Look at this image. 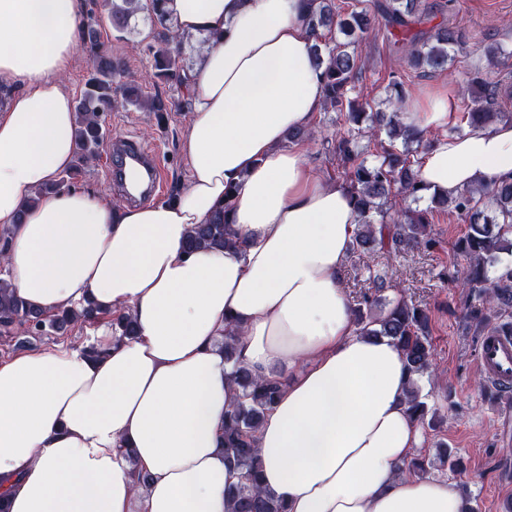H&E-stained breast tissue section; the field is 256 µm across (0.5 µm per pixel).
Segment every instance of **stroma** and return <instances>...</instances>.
<instances>
[{
	"mask_svg": "<svg viewBox=\"0 0 512 512\" xmlns=\"http://www.w3.org/2000/svg\"><path fill=\"white\" fill-rule=\"evenodd\" d=\"M430 2L436 7L433 23L455 26L467 36L464 49L457 53L448 70L419 75L392 50L385 36H373L362 55L358 90L364 96L382 100L389 92V76L396 72L404 76L410 94L419 96L428 89L445 91L454 97L455 108L460 111L465 107L461 87L475 69L488 70L490 81L512 85V65L491 70L482 55L487 44L512 43V0ZM83 10L100 15V40L106 50L122 59L131 73L142 76V99L160 98L168 106L160 116L138 106L121 105L106 115L105 127L108 135L131 136L158 148L164 182L158 200L170 202L185 188L189 177L184 141L191 111L180 104L185 92L146 78L153 69V58L144 47L154 41L146 12L133 16L128 32L120 34L105 20L106 10L98 0H83ZM312 127L315 139L301 142L299 148L315 169L332 175L335 160L326 147L334 141L341 125L335 113L320 111ZM466 231V224L457 216L439 214L431 226L436 240L433 249L379 262L375 271L384 282L380 291L383 306H390L396 296L402 295L426 308L430 316L434 370L423 375L420 386L427 395L432 422L422 428L417 455L429 461V476L452 481L477 512H512V393H498L479 371L477 347L481 332L464 318L467 307L476 299L448 281L449 273L467 264L456 248ZM396 281L401 283V290H393ZM89 338V329L76 323L48 336L0 335V360L62 343L80 344ZM445 454L453 461V468L441 466L439 458Z\"/></svg>",
	"mask_w": 512,
	"mask_h": 512,
	"instance_id": "35a3bbf8",
	"label": "stroma"
}]
</instances>
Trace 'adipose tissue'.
<instances>
[{"label": "adipose tissue", "mask_w": 512, "mask_h": 512, "mask_svg": "<svg viewBox=\"0 0 512 512\" xmlns=\"http://www.w3.org/2000/svg\"><path fill=\"white\" fill-rule=\"evenodd\" d=\"M305 5L164 0L175 30L204 40L189 76L190 181L172 202L118 212L106 197L47 190L74 157L63 76L80 0H0V225L14 229L6 280L33 307L91 298L136 325L120 341L106 324L90 343L0 362L7 512H231L240 471L222 437L240 390L218 345L232 325L240 360L283 383L257 448L261 483L288 512H464L453 483L400 472L421 430L399 350L355 331L349 192L283 145L322 107ZM400 119L432 136L423 185L454 195L512 179L511 122L448 136L453 101L438 91ZM228 188L237 247L187 252L190 229Z\"/></svg>", "instance_id": "adipose-tissue-1"}]
</instances>
